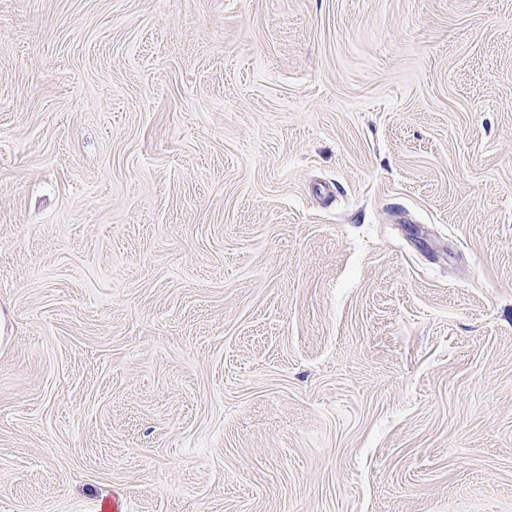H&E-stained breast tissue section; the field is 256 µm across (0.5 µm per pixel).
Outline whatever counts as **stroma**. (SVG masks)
<instances>
[{
  "label": "stroma",
  "mask_w": 512,
  "mask_h": 512,
  "mask_svg": "<svg viewBox=\"0 0 512 512\" xmlns=\"http://www.w3.org/2000/svg\"><path fill=\"white\" fill-rule=\"evenodd\" d=\"M0 512H512V0H0Z\"/></svg>",
  "instance_id": "1"
}]
</instances>
